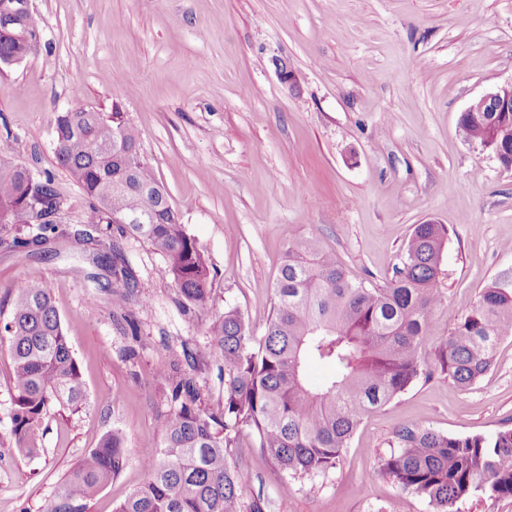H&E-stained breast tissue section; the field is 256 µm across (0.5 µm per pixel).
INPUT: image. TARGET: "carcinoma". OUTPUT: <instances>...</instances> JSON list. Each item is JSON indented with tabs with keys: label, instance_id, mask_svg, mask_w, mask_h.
<instances>
[{
	"label": "carcinoma",
	"instance_id": "cac0c4a2",
	"mask_svg": "<svg viewBox=\"0 0 512 512\" xmlns=\"http://www.w3.org/2000/svg\"><path fill=\"white\" fill-rule=\"evenodd\" d=\"M465 136L512 165V112H464ZM59 164L99 205L97 226L120 220L121 234L86 235L96 243L111 278L104 287L124 312L128 333L139 324L129 305L138 282L122 240L129 235L160 252L177 288L181 311L208 314L210 269L180 215L141 153L139 130L118 111L79 106L58 116ZM63 200L48 174H29L0 157V245L36 246L58 225L34 223ZM448 225H415L401 262L382 286L349 277L336 255L312 236L287 241L273 285L274 303L259 336L230 308L211 318L206 351L186 342L165 371L168 411L160 440L139 455L147 481L115 512H265L259 498L243 496L238 462L241 438L292 478L324 474L336 466L365 417L389 404L421 376L439 374L467 388L493 366L499 344L512 338V278L485 288L472 311L448 316V336L431 359L427 333L442 304L440 281ZM12 359L15 392L11 426L0 447L36 450L39 426L54 404L78 406L85 397L78 363L65 336L50 289L28 282L16 289L8 314L0 313V340ZM206 355L224 368V402L214 409L193 372ZM333 373L310 383V362ZM120 431L106 434L65 478L47 512H88V499L129 465ZM380 473L401 490L426 498L433 512H459L477 494L512 498V428L491 436L445 435L405 424L381 459Z\"/></svg>",
	"mask_w": 512,
	"mask_h": 512
}]
</instances>
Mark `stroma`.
<instances>
[{"label": "stroma", "mask_w": 512, "mask_h": 512, "mask_svg": "<svg viewBox=\"0 0 512 512\" xmlns=\"http://www.w3.org/2000/svg\"><path fill=\"white\" fill-rule=\"evenodd\" d=\"M42 48L0 72V153L52 175L66 235L0 246V309L16 288L51 289L80 366L78 410L51 407L37 450L0 448V512H46L101 438L120 430L129 454L158 441L161 373L182 343L205 347L208 316L188 318L164 257L124 240L148 306L129 344L106 289L92 281L91 207L56 157V122L73 108L120 103L211 271L210 311H241L262 334L291 236H312L352 278L383 284L415 225L449 229L444 308L426 350L512 273V169L465 140L461 113L512 83V0H31ZM294 75L284 83L279 65ZM421 424L455 435L512 428V339L463 389L420 378L359 426L335 469L298 480L243 448V493L270 512H432L378 473L394 431ZM147 479L137 461L89 502L115 507Z\"/></svg>", "instance_id": "stroma-1"}]
</instances>
